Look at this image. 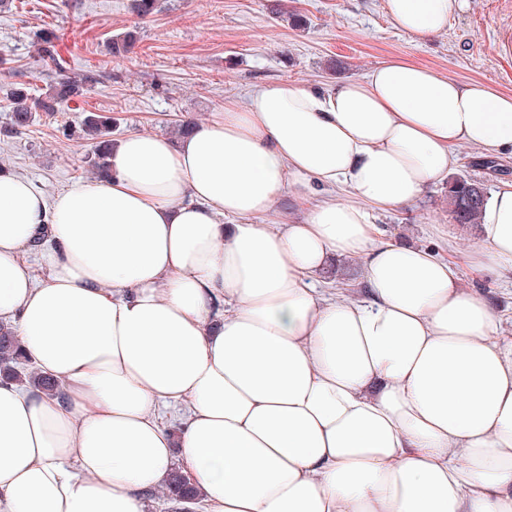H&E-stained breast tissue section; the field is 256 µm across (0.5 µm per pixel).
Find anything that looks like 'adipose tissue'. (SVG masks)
Wrapping results in <instances>:
<instances>
[{
  "mask_svg": "<svg viewBox=\"0 0 512 512\" xmlns=\"http://www.w3.org/2000/svg\"><path fill=\"white\" fill-rule=\"evenodd\" d=\"M468 2L385 11L424 38ZM464 146L512 160V95L390 57L126 134L56 193L0 169V322L59 382L0 379V512H146L175 471L204 512H512V336L458 273L512 271V180L473 250L372 220ZM343 255L360 295L321 285Z\"/></svg>",
  "mask_w": 512,
  "mask_h": 512,
  "instance_id": "adipose-tissue-1",
  "label": "adipose tissue"
}]
</instances>
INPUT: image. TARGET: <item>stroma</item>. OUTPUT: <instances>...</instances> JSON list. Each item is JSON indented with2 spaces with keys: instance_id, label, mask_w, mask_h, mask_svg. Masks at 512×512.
<instances>
[{
  "instance_id": "35a3bbf8",
  "label": "stroma",
  "mask_w": 512,
  "mask_h": 512,
  "mask_svg": "<svg viewBox=\"0 0 512 512\" xmlns=\"http://www.w3.org/2000/svg\"><path fill=\"white\" fill-rule=\"evenodd\" d=\"M469 9L445 32L412 37L389 21L384 0H158L140 17L133 0H12L0 11V51L13 60L0 74V98L16 83L34 90L52 74L36 64L34 41L55 29L70 72L97 73L98 83L63 111L37 113L34 123L0 141V165L50 191L86 177L91 146L76 132L87 113L112 116L118 135L131 131L169 136L175 122L201 121L224 102H245L260 85L291 80L332 85L362 77L389 57H403L461 82L494 84L512 94V7L502 0H469ZM130 28L140 38L120 60L111 35ZM446 185L429 188L404 210L376 213L390 235L443 252L449 241L479 239L474 226L448 216ZM512 336V274L477 283Z\"/></svg>"
}]
</instances>
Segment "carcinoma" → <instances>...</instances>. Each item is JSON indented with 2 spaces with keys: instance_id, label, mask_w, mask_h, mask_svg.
Wrapping results in <instances>:
<instances>
[{
  "instance_id": "1",
  "label": "carcinoma",
  "mask_w": 512,
  "mask_h": 512,
  "mask_svg": "<svg viewBox=\"0 0 512 512\" xmlns=\"http://www.w3.org/2000/svg\"><path fill=\"white\" fill-rule=\"evenodd\" d=\"M138 38L134 30H126L112 37L110 53L115 58L125 56ZM37 54L41 60L53 64L55 71L63 74L59 81L49 85L45 92L34 96L29 88H15L7 95L3 108L9 112V121L0 126V138L7 140L29 127L36 112H57L62 105L84 94L93 85L94 77L85 74L75 77L66 74L64 61L57 54L53 32H40ZM85 139L94 141L87 156V163L98 173L107 167V158L112 148V118L91 112L82 120ZM489 195L483 184L455 177L448 182L446 201L448 215L456 224H476ZM0 376L20 383L29 382L47 391L56 387L49 378L33 375L27 368V359L9 327L0 326ZM170 496L183 501L194 500V491L183 477L175 473L169 482Z\"/></svg>"
}]
</instances>
